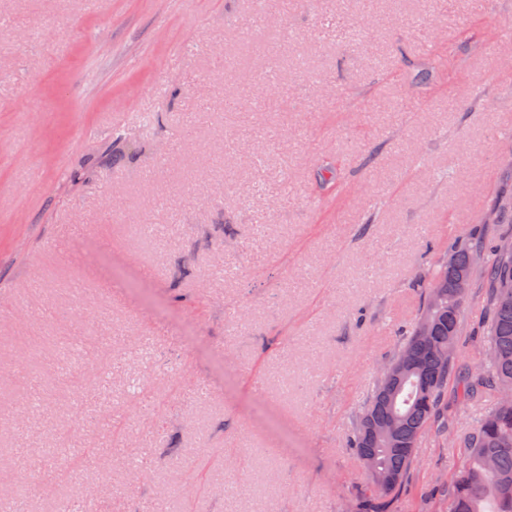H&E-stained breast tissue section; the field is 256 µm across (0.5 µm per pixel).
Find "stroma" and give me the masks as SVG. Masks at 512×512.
Wrapping results in <instances>:
<instances>
[{
    "label": "stroma",
    "mask_w": 512,
    "mask_h": 512,
    "mask_svg": "<svg viewBox=\"0 0 512 512\" xmlns=\"http://www.w3.org/2000/svg\"><path fill=\"white\" fill-rule=\"evenodd\" d=\"M507 53L512 0H0V512H355L431 267L507 230ZM416 456L390 512L460 463ZM404 65L410 83L419 91L426 89L440 68V62L435 58H428L423 63L419 60L405 59Z\"/></svg>",
    "instance_id": "obj_1"
}]
</instances>
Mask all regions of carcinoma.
Instances as JSON below:
<instances>
[{
	"label": "carcinoma",
	"instance_id": "obj_1",
	"mask_svg": "<svg viewBox=\"0 0 512 512\" xmlns=\"http://www.w3.org/2000/svg\"><path fill=\"white\" fill-rule=\"evenodd\" d=\"M406 75L417 90L426 89L440 62L404 60ZM488 284L489 351L475 366L459 354L465 306L474 275ZM388 365L400 371L395 388L375 380L371 399L356 418L352 444L366 470L370 495L359 512H387L386 497L401 488L419 467L415 448L432 432L448 434L444 407L448 396L462 406L488 392L493 406L457 441L460 467L444 486L448 512H512V234L501 237L493 253L478 243H464L435 264L414 327L403 332Z\"/></svg>",
	"mask_w": 512,
	"mask_h": 512
}]
</instances>
